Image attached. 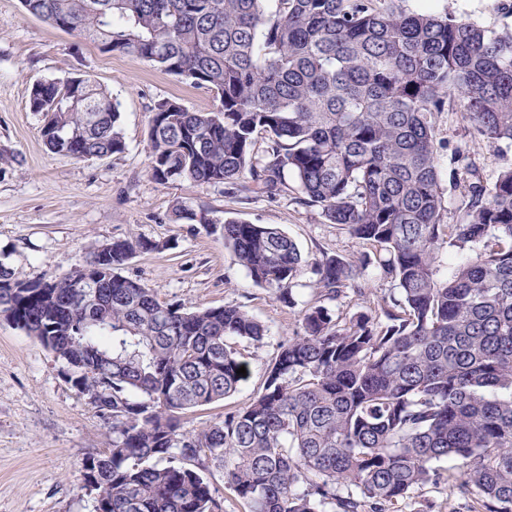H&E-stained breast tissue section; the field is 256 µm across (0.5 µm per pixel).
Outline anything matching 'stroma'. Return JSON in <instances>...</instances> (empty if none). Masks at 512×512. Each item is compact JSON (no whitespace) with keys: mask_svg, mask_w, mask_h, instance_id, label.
<instances>
[{"mask_svg":"<svg viewBox=\"0 0 512 512\" xmlns=\"http://www.w3.org/2000/svg\"><path fill=\"white\" fill-rule=\"evenodd\" d=\"M410 12L465 16L492 30L512 29L502 0H405ZM87 76L120 103L123 152L78 160L45 146L33 84ZM175 101L191 111L212 107L211 94L140 60L107 53L76 34L28 14L20 0H0V261L15 278L50 280L82 264L97 246L117 240L158 242L137 252L123 274L160 300L195 307L245 306L269 326L263 345L240 342L246 382L232 396L186 411L185 428L222 419L261 391L279 342L296 330L298 312L277 301L234 265L220 227L175 223V202L281 227L306 261L354 259L367 247L330 224L320 208L286 195L240 200L223 185L189 181L160 186L147 176L149 122ZM112 423L68 383L52 353L0 318V512H93L84 460L107 452Z\"/></svg>","mask_w":512,"mask_h":512,"instance_id":"1","label":"stroma"}]
</instances>
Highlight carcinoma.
<instances>
[{
    "label": "carcinoma",
    "mask_w": 512,
    "mask_h": 512,
    "mask_svg": "<svg viewBox=\"0 0 512 512\" xmlns=\"http://www.w3.org/2000/svg\"><path fill=\"white\" fill-rule=\"evenodd\" d=\"M266 2L22 0L213 94L208 112L155 108L154 183L276 197L290 175L305 203L371 249L308 265L278 227L173 204L174 222L221 225L233 263L288 308L307 266L314 294L262 391L192 430L184 411L243 381L229 340L262 344L266 324L242 305L162 301L123 276L138 250L159 248L145 240L97 247L51 280H18L0 261V317L112 421L109 452L87 458L103 493L94 512H224L213 466L246 512H400L440 482L470 487L471 512H512V163L489 183L471 150L512 143V31L404 0ZM43 97L51 151L124 150L119 103L91 78L51 82ZM458 108L466 141L453 145L438 120ZM443 150L464 188L457 224L444 223ZM450 249L464 258L446 272ZM370 267L398 295L371 305ZM348 289L366 309L347 317L332 303Z\"/></svg>",
    "instance_id": "carcinoma-1"
}]
</instances>
